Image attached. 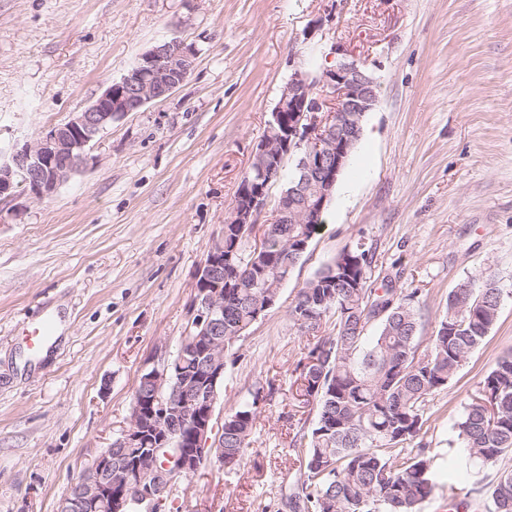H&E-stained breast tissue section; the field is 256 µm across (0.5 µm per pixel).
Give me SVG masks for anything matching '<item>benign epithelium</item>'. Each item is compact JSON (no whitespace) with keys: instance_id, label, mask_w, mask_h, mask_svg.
Returning a JSON list of instances; mask_svg holds the SVG:
<instances>
[{"instance_id":"7a95c632","label":"benign epithelium","mask_w":512,"mask_h":512,"mask_svg":"<svg viewBox=\"0 0 512 512\" xmlns=\"http://www.w3.org/2000/svg\"><path fill=\"white\" fill-rule=\"evenodd\" d=\"M335 53L342 58L336 67L319 75L302 70L291 75L253 155L258 177L246 181L247 192L235 201L231 223H258L267 206V188L279 178L280 159L294 152L301 153V179L291 195L303 201L297 209H276L272 223H282L285 215L293 224L320 222L351 146L360 138L359 120L377 101L375 79L363 62L347 58L341 45ZM194 64V49L180 40L155 45L84 111L38 139L15 146L8 159L0 161V198L11 196L17 187L38 199L53 194L86 163L87 146L112 120L171 95ZM217 280H224L222 237L196 273L190 305L193 331L183 338L173 360L143 373L141 383L152 389L151 395L136 393L129 428L99 451L74 495L64 499L57 512H131L134 502L144 506L143 512H166L176 478L191 477L202 465L221 461L224 440L216 435L213 416L217 389L224 386V294L210 287ZM188 356L203 361V376L186 379L182 388L174 389L172 382L182 377ZM169 447L177 448L170 463L162 470L153 468L157 454ZM117 448L123 449V456L113 454Z\"/></svg>"}]
</instances>
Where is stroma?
<instances>
[{
    "instance_id": "35a3bbf8",
    "label": "stroma",
    "mask_w": 512,
    "mask_h": 512,
    "mask_svg": "<svg viewBox=\"0 0 512 512\" xmlns=\"http://www.w3.org/2000/svg\"><path fill=\"white\" fill-rule=\"evenodd\" d=\"M170 39L194 69L168 98L113 120L48 198L0 201V512H56L95 454L129 427L146 369L192 326L195 273L232 218L242 176L291 73L341 44L377 102L277 303L224 358L223 419L256 401L239 466L174 488L180 512H269L300 473L290 444L316 416L297 378L309 335L289 308L364 244L370 287L415 294L426 353L451 292L494 276L499 317L420 440L436 487L422 512H486L457 466L461 404L512 350V0H0V152L91 105ZM61 314L47 357L26 339Z\"/></svg>"
}]
</instances>
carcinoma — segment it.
<instances>
[{"label":"carcinoma","mask_w":512,"mask_h":512,"mask_svg":"<svg viewBox=\"0 0 512 512\" xmlns=\"http://www.w3.org/2000/svg\"><path fill=\"white\" fill-rule=\"evenodd\" d=\"M318 224H270L266 239L251 241L248 224L224 225V346L231 347L255 321L266 285L291 274ZM371 257L363 245L342 251L301 288L290 317L316 337L302 366L304 395L317 405L309 434L292 444L303 474L285 505L291 512H421L434 489L427 449L414 447L426 422L428 397L448 386L496 323L502 289L493 276L467 282L448 296L447 314L417 353L419 317L414 296L391 286L367 285ZM379 329L364 346L367 327ZM257 400L224 417V457L239 464L249 446ZM456 433L477 464L512 455V352L489 370L463 406ZM490 512H512V469L493 481L473 482Z\"/></svg>","instance_id":"obj_1"}]
</instances>
